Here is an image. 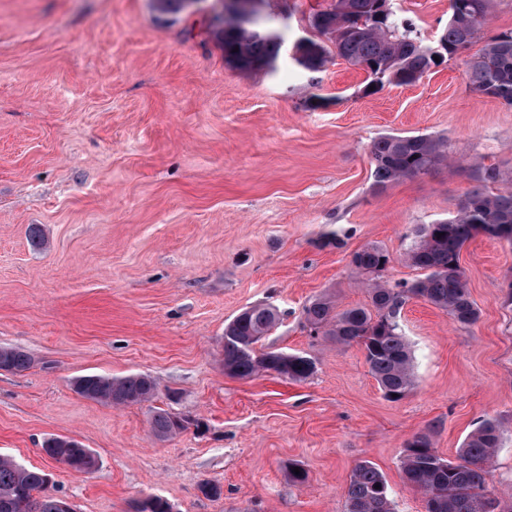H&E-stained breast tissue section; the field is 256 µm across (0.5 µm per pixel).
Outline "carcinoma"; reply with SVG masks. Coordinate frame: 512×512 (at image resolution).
<instances>
[{
	"label": "carcinoma",
	"instance_id": "carcinoma-1",
	"mask_svg": "<svg viewBox=\"0 0 512 512\" xmlns=\"http://www.w3.org/2000/svg\"><path fill=\"white\" fill-rule=\"evenodd\" d=\"M224 16L215 13L207 28L226 59L244 70L273 71L283 39L265 12L267 0H221ZM387 0H330L312 16L311 26L324 40L305 39L298 65L319 72L330 54L369 73L381 84L409 85L420 80L445 57L469 48L486 23L492 0H449L448 27L438 49L421 44L413 24L389 10ZM156 11L177 16L188 11V0H153ZM439 60H434V57ZM473 91L512 105V29L490 37L466 61ZM448 141L430 135H387L370 145L374 184L383 187L401 179L429 174L448 161ZM484 233L512 244V191L490 194L473 190L448 217L417 227L408 245V262L422 271L412 281L382 280L388 252L368 244L354 252L355 271L370 276L369 305L337 309L329 298H317L304 309L311 333L331 337L339 345L359 346L370 373L388 399L404 398L413 388L412 353L400 323L401 309L421 298L445 311L462 328L474 325L479 310L459 265L460 252L470 239ZM279 321L268 304L244 309L224 325V373L240 379L274 370L285 380L300 382L316 370L315 360L260 345ZM32 358L23 350L0 347V370L23 371ZM76 393L109 406L149 402L156 394L154 380L144 374L122 377L87 374L72 382ZM192 420L168 411L155 412L152 434L168 439L188 428ZM433 428L415 433L400 460L404 482L424 498L426 512H483V501L503 499L487 484L498 448L504 441L499 421L486 418L468 435L454 461L440 457ZM46 454L67 469L84 473L97 465L95 454L65 436L48 438ZM48 475L0 457V512H58L61 498L47 492ZM346 512H395L386 479L368 460L353 468L345 490Z\"/></svg>",
	"mask_w": 512,
	"mask_h": 512
}]
</instances>
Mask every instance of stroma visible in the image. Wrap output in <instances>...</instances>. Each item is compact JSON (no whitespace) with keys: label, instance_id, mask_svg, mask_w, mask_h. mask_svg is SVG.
<instances>
[{"label":"stroma","instance_id":"obj_1","mask_svg":"<svg viewBox=\"0 0 512 512\" xmlns=\"http://www.w3.org/2000/svg\"><path fill=\"white\" fill-rule=\"evenodd\" d=\"M389 3L437 46L448 0ZM322 6L269 0L284 38L270 73L225 60L207 0L174 20L152 0H0V347L33 358L0 370V456L48 473L74 512H130L148 497L173 512H345L363 460L396 512H426L400 471L415 433L434 428L452 461L481 419L512 434L511 244L479 235L461 252L473 326L422 299L404 305L415 386L401 400L384 397L358 346L305 325L319 296L368 305L352 252L380 245L386 279L413 280L404 253L417 226L472 190L512 186V105L469 88L465 54L374 92L336 56L304 71L292 49L318 39ZM388 134L445 137L453 161L376 187L369 147ZM489 166L497 181L482 180ZM255 304L280 314L265 346L311 356V377L225 375L224 325ZM89 373L146 374L157 394L105 406L72 388ZM159 408L198 424L157 440ZM51 436L80 441L97 468L51 460ZM291 461L303 486L285 477ZM205 480L221 498L200 493Z\"/></svg>","mask_w":512,"mask_h":512}]
</instances>
